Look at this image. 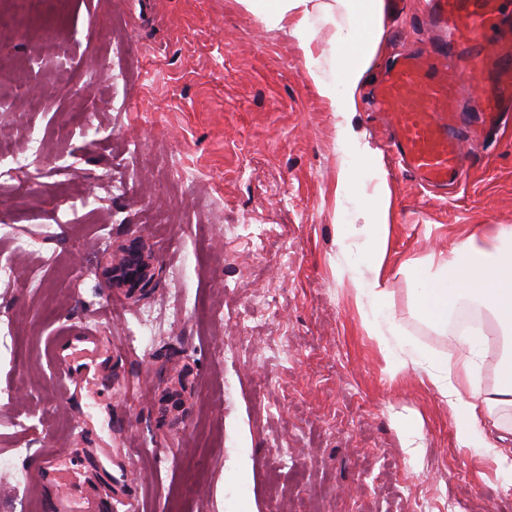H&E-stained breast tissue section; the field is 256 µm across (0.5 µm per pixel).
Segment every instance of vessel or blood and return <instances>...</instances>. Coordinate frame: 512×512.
<instances>
[{
    "label": "vessel or blood",
    "instance_id": "vessel-or-blood-1",
    "mask_svg": "<svg viewBox=\"0 0 512 512\" xmlns=\"http://www.w3.org/2000/svg\"><path fill=\"white\" fill-rule=\"evenodd\" d=\"M427 13L437 40L391 64L372 105L396 162L423 187L442 188L462 180V141L512 122V0H428ZM466 66L480 79L465 95ZM95 350L94 337L81 328L56 345L65 362ZM49 510L94 512L88 497L76 502L68 492Z\"/></svg>",
    "mask_w": 512,
    "mask_h": 512
}]
</instances>
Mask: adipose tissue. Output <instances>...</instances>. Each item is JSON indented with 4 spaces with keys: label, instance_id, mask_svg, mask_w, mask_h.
<instances>
[{
    "label": "adipose tissue",
    "instance_id": "adipose-tissue-1",
    "mask_svg": "<svg viewBox=\"0 0 512 512\" xmlns=\"http://www.w3.org/2000/svg\"><path fill=\"white\" fill-rule=\"evenodd\" d=\"M265 27L291 37L306 76L330 112L337 117L341 161L337 177L336 241L350 250L351 232L345 222V204L355 201L369 215L360 232L365 237L361 263H337L336 278L354 293L363 325L381 350L392 354L406 342L392 344L395 325L386 313L382 269L391 217V194L380 162L368 145L360 143L352 119L360 110L365 88L372 78L371 63L384 49V0H239ZM326 25L328 49L316 45L318 25ZM413 303L431 327L448 325L449 312L463 300L484 306L512 335V225H475L465 238L453 241L446 252L412 267ZM459 373L440 371L426 354L397 358L398 366H425L440 395L455 413V437L467 448L505 464L512 460V427L492 437L483 421L499 406L512 407V358L504 361L493 393L480 390L477 360L483 340L474 336ZM471 395L463 397L460 382Z\"/></svg>",
    "mask_w": 512,
    "mask_h": 512
}]
</instances>
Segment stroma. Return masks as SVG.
<instances>
[{
	"instance_id": "obj_1",
	"label": "stroma",
	"mask_w": 512,
	"mask_h": 512,
	"mask_svg": "<svg viewBox=\"0 0 512 512\" xmlns=\"http://www.w3.org/2000/svg\"><path fill=\"white\" fill-rule=\"evenodd\" d=\"M23 10L0 0V134L29 185L0 223L15 256L0 276V512L89 488L97 512H512V474L458 445L426 371L390 364L336 279V118L294 40L238 0H58L18 38ZM385 14L378 70L432 35L420 0ZM22 74L50 90L42 110L17 95ZM34 136L69 156L64 174L29 155ZM383 169L390 317L457 362L462 334L420 318L402 266L471 225H512V129L444 194ZM133 242L155 270L134 294L107 277ZM483 317L489 392L503 342ZM81 325L103 338L96 382L64 384L52 342Z\"/></svg>"
}]
</instances>
